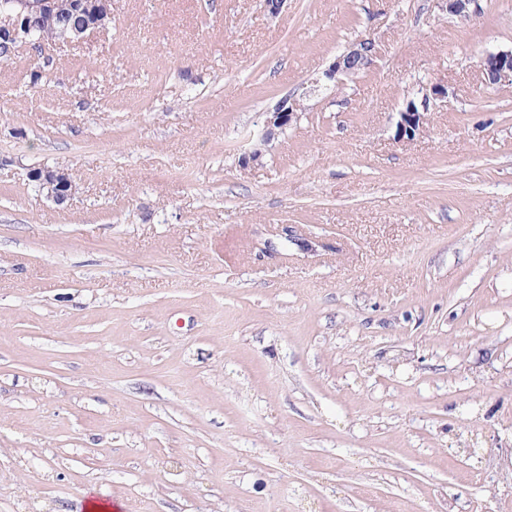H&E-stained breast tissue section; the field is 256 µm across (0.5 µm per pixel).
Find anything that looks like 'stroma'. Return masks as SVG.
<instances>
[{
    "label": "stroma",
    "instance_id": "35a3bbf8",
    "mask_svg": "<svg viewBox=\"0 0 512 512\" xmlns=\"http://www.w3.org/2000/svg\"><path fill=\"white\" fill-rule=\"evenodd\" d=\"M511 47L512 0H112L0 64V512H512ZM69 6L79 9L90 18L83 24H74L65 29L51 43L56 41L82 43L88 35L106 30L112 24V0H72ZM56 40V41H55ZM375 42L371 38H360L351 43L346 51L338 56L322 75L311 84L319 87L322 82L339 84L343 78H352L361 70L372 65L375 58ZM482 74L486 84H512V47L488 53L482 61ZM420 99H407L398 112L394 139L398 142H410L420 133L426 120L431 104L447 100L448 87L444 84L433 83L423 87ZM302 110L298 99L285 97L274 109L266 112L265 129L261 137L263 145H268L279 133L297 122ZM31 182L45 192L47 198L63 203L78 190L71 172L66 168H33L28 173Z\"/></svg>",
    "mask_w": 512,
    "mask_h": 512
}]
</instances>
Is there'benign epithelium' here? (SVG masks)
<instances>
[{
  "label": "benign epithelium",
  "instance_id": "benign-epithelium-1",
  "mask_svg": "<svg viewBox=\"0 0 512 512\" xmlns=\"http://www.w3.org/2000/svg\"><path fill=\"white\" fill-rule=\"evenodd\" d=\"M12 7L0 11V58L10 59L17 48L28 46L39 50L44 46L43 39L33 36L34 19L52 17L62 8L61 0H10ZM479 0H446L450 13L463 19L478 11ZM73 7L88 15L82 24H74L65 29L55 40L69 43H82L88 35L106 30L112 24V0H73ZM375 58V42L370 38H360L338 56L322 75L313 79L318 87L323 82L338 84L345 78L357 75L372 65ZM482 74L489 85L512 84V48L488 53L482 61ZM448 98V87L433 83L421 90V98L405 101L398 112L395 140L410 142L420 133L431 104ZM302 106L299 100L285 97L274 109L266 113L265 129L261 137L268 144L279 133L298 121ZM31 182L57 203H63L78 190L71 172L66 168H33L28 173Z\"/></svg>",
  "mask_w": 512,
  "mask_h": 512
}]
</instances>
